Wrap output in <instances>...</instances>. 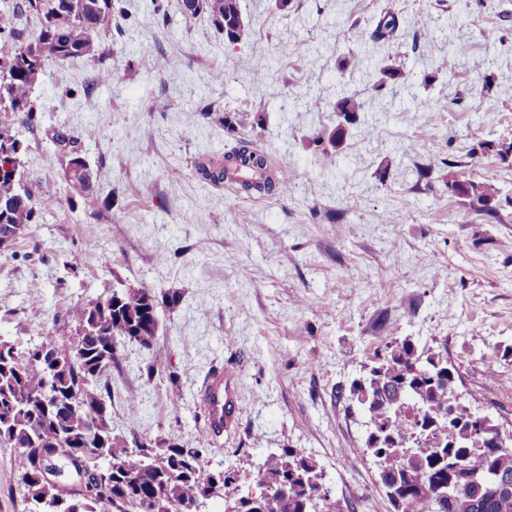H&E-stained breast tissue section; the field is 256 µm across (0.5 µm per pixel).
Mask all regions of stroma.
Instances as JSON below:
<instances>
[{
	"label": "stroma",
	"mask_w": 512,
	"mask_h": 512,
	"mask_svg": "<svg viewBox=\"0 0 512 512\" xmlns=\"http://www.w3.org/2000/svg\"><path fill=\"white\" fill-rule=\"evenodd\" d=\"M114 3L126 15L102 62L49 68L36 125L16 128L26 178L58 201L0 249V341L28 351L69 334L74 305L151 289L169 367L150 374L146 350L119 344L113 435L176 433L208 468L235 469L242 495L261 456L298 449L336 512H392L348 395L393 339L447 358L457 395L512 430V163L491 150L512 142V0H239L249 32L235 44L181 0ZM157 7L168 27L147 24ZM389 9L398 36L374 42ZM390 64L402 77L376 90ZM344 94L365 110L335 147L322 136ZM57 130L90 165L94 198L65 182ZM243 134L288 170L287 195L248 199L196 175ZM452 173L493 183L497 215L452 195ZM221 367L239 374V425L214 438L198 390ZM21 472L0 447V512H26Z\"/></svg>",
	"instance_id": "stroma-1"
}]
</instances>
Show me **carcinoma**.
<instances>
[{"label": "carcinoma", "mask_w": 512, "mask_h": 512, "mask_svg": "<svg viewBox=\"0 0 512 512\" xmlns=\"http://www.w3.org/2000/svg\"><path fill=\"white\" fill-rule=\"evenodd\" d=\"M113 8L112 0H0V244L7 248L20 237L17 230H26L38 211L57 201L53 189L25 179L28 147L13 133L14 126L32 124L40 111L33 92L47 68L103 56L117 26ZM182 10L207 15L220 31L225 21L236 20L237 27L227 35L232 44L246 33L237 0H182ZM24 15L39 19L36 36L1 27ZM398 29V13L389 9L376 23L372 39L388 40ZM332 109L348 122L364 111V102L346 95ZM195 169L204 182L229 183L248 197L288 192V171L275 167L246 138L236 140L222 156L201 157ZM64 179L79 195L93 196L92 172L80 155L70 156ZM448 189L466 199L473 212L495 215L499 191L494 184L450 173ZM156 306L146 287L114 288L70 309L72 338L50 340L26 353L0 342V443L18 449L23 458L20 481L31 505L28 512H100L104 506L138 512L139 499L157 488L164 500L156 512H166L171 499L186 501V512H199L192 494L215 480L234 481L230 469H206L201 450L185 447L175 433L131 448L112 436L111 418L102 416L107 411L103 380L119 367L118 343L135 342L146 349L151 370L167 368L156 346ZM455 382L448 361L436 354L424 358L404 339L388 345L369 374L351 383L350 398L363 406L368 422L388 425L400 441L394 448L366 444L383 462L380 482L395 486L404 499L402 512H512V453L484 448L481 436L466 434V423L448 419ZM57 458L84 478L79 490L67 493L40 479L42 468ZM450 461L469 472L497 467L500 490L466 484L451 501L441 496ZM314 468L295 448L267 455L257 464V477L273 485L257 505L240 496L238 512H316L320 486L305 484L298 475Z\"/></svg>", "instance_id": "obj_1"}]
</instances>
